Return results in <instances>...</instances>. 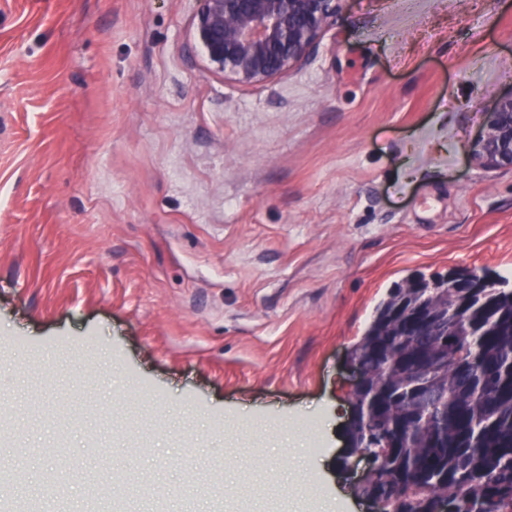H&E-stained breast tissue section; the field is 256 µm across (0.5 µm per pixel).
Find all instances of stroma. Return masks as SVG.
I'll return each instance as SVG.
<instances>
[{
    "instance_id": "stroma-1",
    "label": "stroma",
    "mask_w": 512,
    "mask_h": 512,
    "mask_svg": "<svg viewBox=\"0 0 512 512\" xmlns=\"http://www.w3.org/2000/svg\"><path fill=\"white\" fill-rule=\"evenodd\" d=\"M200 0H0V476L166 512H367L349 353L394 284L512 282V0H343L309 59L225 77ZM316 423L315 431L301 427ZM470 151L481 166L512 170V93L497 99Z\"/></svg>"
}]
</instances>
